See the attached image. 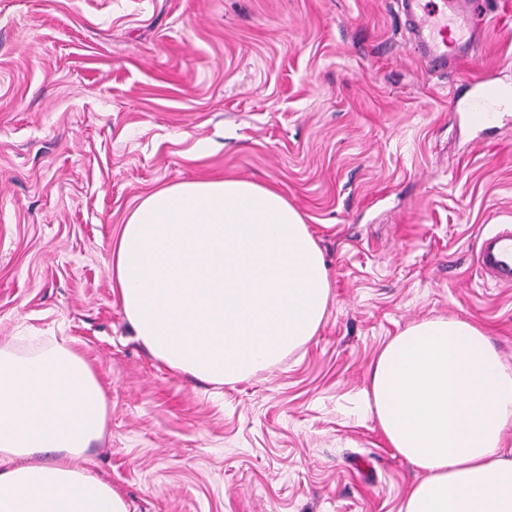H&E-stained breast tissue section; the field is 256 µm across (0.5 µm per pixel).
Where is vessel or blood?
Instances as JSON below:
<instances>
[{
    "label": "vessel or blood",
    "instance_id": "vessel-or-blood-1",
    "mask_svg": "<svg viewBox=\"0 0 512 512\" xmlns=\"http://www.w3.org/2000/svg\"><path fill=\"white\" fill-rule=\"evenodd\" d=\"M412 44L423 47L434 67H447L450 60L466 57L477 34L475 0H449L445 7L427 6L421 0H403ZM512 106V90L483 80L468 105L473 126L491 124L506 106ZM478 269L496 287L512 289V225L503 224L479 238L476 249Z\"/></svg>",
    "mask_w": 512,
    "mask_h": 512
}]
</instances>
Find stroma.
Returning a JSON list of instances; mask_svg holds the SVG:
<instances>
[{"instance_id":"obj_1","label":"stroma","mask_w":512,"mask_h":512,"mask_svg":"<svg viewBox=\"0 0 512 512\" xmlns=\"http://www.w3.org/2000/svg\"><path fill=\"white\" fill-rule=\"evenodd\" d=\"M433 69L399 0H0V347L67 338L107 389L86 465L133 512H399L420 477L362 391L408 325L479 324L512 364V290L480 234L512 225V120L450 102L512 86V0H479ZM278 189L327 263L317 336L212 386L153 359L112 290V243L159 187Z\"/></svg>"}]
</instances>
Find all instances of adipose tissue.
<instances>
[{"label":"adipose tissue","instance_id":"adipose-tissue-1","mask_svg":"<svg viewBox=\"0 0 512 512\" xmlns=\"http://www.w3.org/2000/svg\"><path fill=\"white\" fill-rule=\"evenodd\" d=\"M136 340L189 378L263 374L316 336L331 282L301 214L249 180L161 187L112 244ZM379 429L421 474L400 512H512V365L472 322L430 318L392 337L364 391ZM108 427L106 389L68 340L0 348V512H131L80 466Z\"/></svg>","mask_w":512,"mask_h":512}]
</instances>
